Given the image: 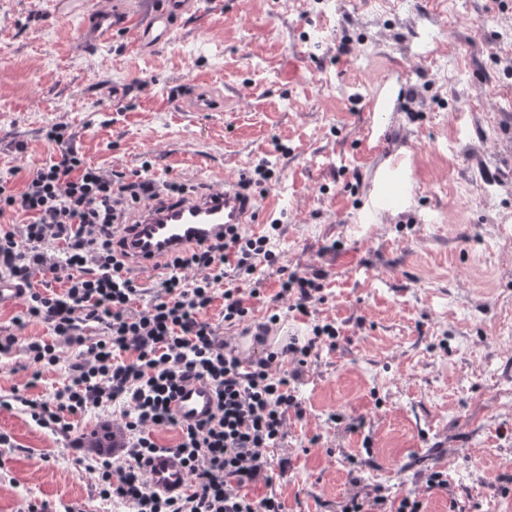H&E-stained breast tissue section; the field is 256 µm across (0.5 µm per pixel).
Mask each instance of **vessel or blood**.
Instances as JSON below:
<instances>
[{
  "label": "vessel or blood",
  "mask_w": 512,
  "mask_h": 512,
  "mask_svg": "<svg viewBox=\"0 0 512 512\" xmlns=\"http://www.w3.org/2000/svg\"><path fill=\"white\" fill-rule=\"evenodd\" d=\"M185 11V0H158L146 14L82 0L78 35L94 45L108 37L127 35L137 44L157 45L168 39L175 18ZM261 216L257 202L243 201L235 183H215L206 193L142 209L133 231L125 237L124 260L130 268L155 272L167 256L223 236L227 225L257 224ZM171 409L181 424L193 426L215 413L216 402L210 386L196 381L184 386ZM146 476L153 488L167 494L180 493L187 483L185 470L171 451L155 457L146 468Z\"/></svg>",
  "instance_id": "obj_1"
}]
</instances>
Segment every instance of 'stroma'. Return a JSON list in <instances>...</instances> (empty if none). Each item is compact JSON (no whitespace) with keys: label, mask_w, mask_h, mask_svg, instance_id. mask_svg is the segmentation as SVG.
<instances>
[{"label":"stroma","mask_w":512,"mask_h":512,"mask_svg":"<svg viewBox=\"0 0 512 512\" xmlns=\"http://www.w3.org/2000/svg\"><path fill=\"white\" fill-rule=\"evenodd\" d=\"M69 2L0 0V171L52 155L54 124L106 171L147 160L190 189L265 162L274 175L252 192L264 222L282 223L280 265L325 273L309 317L278 332L331 321L336 346L308 357L305 413L248 494L340 512L381 487L425 512H512V111L497 109L512 98V0H196L167 45L139 51L81 42L60 16ZM451 11L464 24L440 28ZM199 82L213 111L191 108ZM393 157L411 164L409 202L362 222L373 167ZM23 362L0 360V433L14 442L0 447V512H126L91 470L123 457L120 414L73 418L68 437L38 426L12 398L50 399L66 370L36 379ZM436 464L447 492L426 489Z\"/></svg>","instance_id":"35a3bbf8"}]
</instances>
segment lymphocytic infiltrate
<instances>
[{"instance_id":"obj_1","label":"lymphocytic infiltrate","mask_w":512,"mask_h":512,"mask_svg":"<svg viewBox=\"0 0 512 512\" xmlns=\"http://www.w3.org/2000/svg\"><path fill=\"white\" fill-rule=\"evenodd\" d=\"M55 155L25 171L0 175V279L22 288L23 313L0 327V355L23 351L28 366L60 362L58 344L74 348L67 382L52 400L22 398L39 426L69 434V419L122 404L128 434L122 462L97 459L99 494L130 512H283L273 493L250 497L245 488L268 468L270 452L285 435L288 415L302 416L293 383L319 346L336 344L333 324H316L306 338L289 337L266 357L242 363L202 313L224 299V323L246 325V299L259 289L224 287L230 273L254 274L272 262L278 221L261 235L231 225L223 239L167 258L155 294L141 302L117 246L132 216L180 195L184 186L157 182L151 162L133 174L108 173L85 160L65 126L47 130ZM195 278H187V271ZM42 287H33L34 278ZM63 290H55V281ZM44 323L57 343L22 342L29 322ZM292 371H285V363ZM191 380L210 385L217 413L209 421L178 427L171 403ZM177 427L174 447L188 478L184 494L153 489L143 467L161 446L156 429Z\"/></svg>"}]
</instances>
